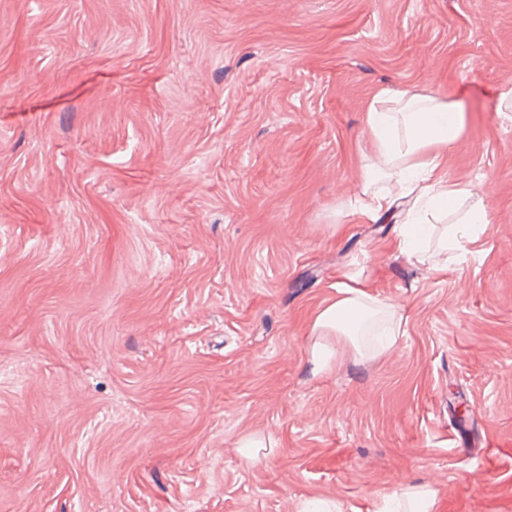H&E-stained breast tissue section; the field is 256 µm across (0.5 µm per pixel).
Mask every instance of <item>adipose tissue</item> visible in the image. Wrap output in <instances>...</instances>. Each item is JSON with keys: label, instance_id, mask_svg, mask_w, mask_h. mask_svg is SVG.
<instances>
[{"label": "adipose tissue", "instance_id": "1", "mask_svg": "<svg viewBox=\"0 0 512 512\" xmlns=\"http://www.w3.org/2000/svg\"><path fill=\"white\" fill-rule=\"evenodd\" d=\"M365 127L371 144L364 165L367 189L357 199L355 212L375 220L406 197L413 200L408 223H422L432 209L447 211L456 216L458 226L443 240L442 248L465 255L468 243L483 233L488 217L472 185L448 181L440 172L462 129L459 114L452 112L447 100L382 88L368 104ZM393 313L391 305L372 298L363 285L337 282L335 295L313 321L308 358L312 374L334 367L335 339H342L353 354H361L365 332ZM438 505L437 489L420 481L390 494L385 503L390 512H438Z\"/></svg>", "mask_w": 512, "mask_h": 512}]
</instances>
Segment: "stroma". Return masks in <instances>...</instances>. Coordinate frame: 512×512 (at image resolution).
Here are the masks:
<instances>
[{"instance_id":"obj_1","label":"stroma","mask_w":512,"mask_h":512,"mask_svg":"<svg viewBox=\"0 0 512 512\" xmlns=\"http://www.w3.org/2000/svg\"><path fill=\"white\" fill-rule=\"evenodd\" d=\"M385 87L464 116L441 271L352 214ZM509 88L512 0H0V512H512ZM347 274L406 323L315 376ZM240 457L250 465L259 463L277 448V441L271 434L245 435L238 441ZM383 511L395 512H438V491L433 485L425 482H412L406 485L400 492L386 496Z\"/></svg>"}]
</instances>
